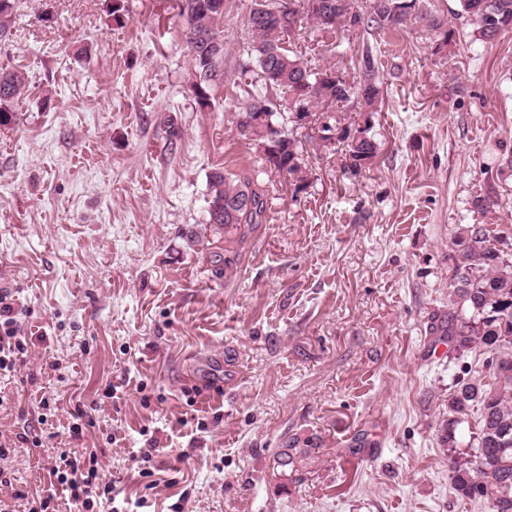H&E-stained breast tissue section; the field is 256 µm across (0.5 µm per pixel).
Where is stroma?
<instances>
[{"instance_id":"stroma-1","label":"stroma","mask_w":512,"mask_h":512,"mask_svg":"<svg viewBox=\"0 0 512 512\" xmlns=\"http://www.w3.org/2000/svg\"><path fill=\"white\" fill-rule=\"evenodd\" d=\"M123 4L116 19L112 0H18L0 39V68L28 77L0 128V289L28 347L0 376V437L41 439L0 460V512H26L70 448L96 449L128 512L142 497L153 512H486L455 497L439 441L474 357L449 360L429 328L475 197L496 199L482 221L512 255V31L485 44L460 18L439 53L421 31L307 30L313 65L351 79L363 54L380 60L383 101L349 111L377 144L355 173L297 129L296 186L235 126L252 0H224V80L205 107L176 0ZM218 168L264 171L245 239L207 222ZM294 434L321 456L285 485L273 457Z\"/></svg>"}]
</instances>
